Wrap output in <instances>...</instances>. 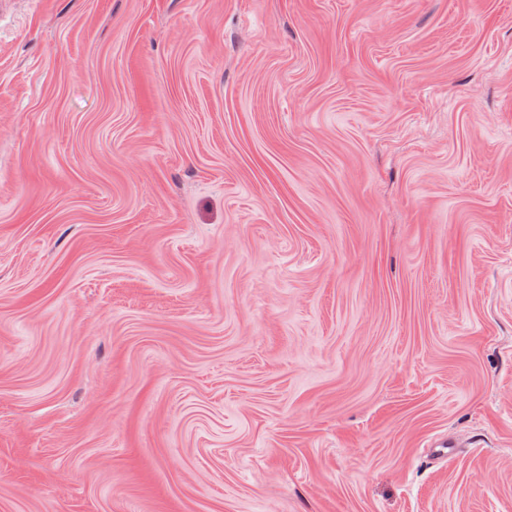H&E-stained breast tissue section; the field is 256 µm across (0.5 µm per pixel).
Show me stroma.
<instances>
[{
	"mask_svg": "<svg viewBox=\"0 0 512 512\" xmlns=\"http://www.w3.org/2000/svg\"><path fill=\"white\" fill-rule=\"evenodd\" d=\"M0 512H512V0H0Z\"/></svg>",
	"mask_w": 512,
	"mask_h": 512,
	"instance_id": "1",
	"label": "stroma"
}]
</instances>
